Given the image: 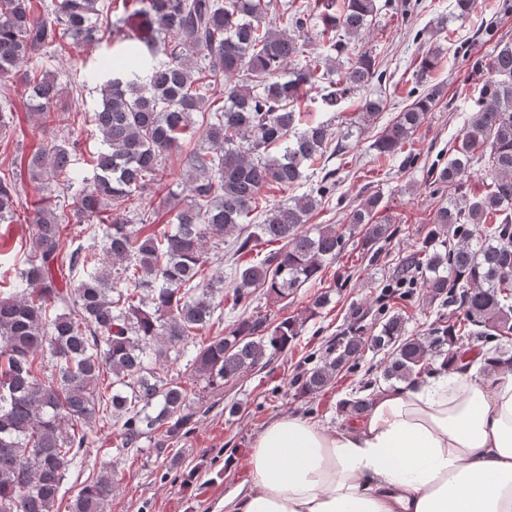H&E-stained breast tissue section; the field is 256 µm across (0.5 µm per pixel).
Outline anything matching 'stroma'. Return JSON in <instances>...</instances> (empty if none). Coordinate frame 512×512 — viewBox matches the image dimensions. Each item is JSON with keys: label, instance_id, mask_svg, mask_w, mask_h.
<instances>
[{"label": "stroma", "instance_id": "obj_1", "mask_svg": "<svg viewBox=\"0 0 512 512\" xmlns=\"http://www.w3.org/2000/svg\"><path fill=\"white\" fill-rule=\"evenodd\" d=\"M432 10L421 13L408 26L400 18L380 13L363 50L380 56L390 76L381 96L386 107L363 133L358 144L332 156L329 166L336 171V194L310 218V225L349 222L351 210L371 195L382 197L374 215L378 224L394 233L380 241L377 257H370L361 235L351 236L336 260L328 263L321 283L304 286L288 300H270L265 289H257L251 312L271 321L304 314L322 289L331 292L330 301L305 323L301 335L288 351L275 355L265 367H257L226 384L210 390L191 379L184 363L171 364L169 374L181 381L190 399L204 412L192 431L165 451L143 442L137 452H117L116 428L105 425L94 434L86 462L69 470L54 506V512H69L74 493L103 473H111L116 485L107 512H224V496L248 488L250 472L246 457L256 437L274 419L298 415L333 430L342 426L344 416L338 403L348 397L360 381L381 380L383 353L365 351L349 369L340 372L319 394L306 398L295 395L297 374L320 362L331 340L351 324L363 326L366 334L377 333L385 313L402 312L409 335L428 332L433 321L447 316V308L430 300L425 289H414L407 300L381 301L383 288L402 256L423 248L433 226L435 198L428 188V169L446 163L451 139L458 134L471 113L484 80L476 73L475 60L487 59L497 41L512 42V13L504 12L503 0H477L474 12L459 19L452 13L451 0H432ZM439 47L443 61L424 79L415 76L424 49ZM111 35L84 47L82 52L60 50L51 45L29 61L30 69L57 76L63 91L46 123H39L29 106V90L23 81L0 89V111L14 115L9 136H0V171L16 167L22 156L55 141L73 147L75 166L84 178L93 175V158L102 142L91 121L105 78L101 67L105 57L118 51ZM420 92L439 90L437 107L407 144V151L419 154L417 165L409 166L403 156L378 158L371 144L387 123L412 101L411 88ZM166 168L169 178L159 190L134 199L132 218L150 217L156 227L171 219L166 205L183 190V163L171 155ZM22 206L14 223L0 224V290L12 287L22 268L28 247V221L40 206L72 211L73 197L53 181L19 182ZM179 456L181 464L169 468L167 459Z\"/></svg>", "mask_w": 512, "mask_h": 512}]
</instances>
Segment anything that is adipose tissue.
Wrapping results in <instances>:
<instances>
[{"mask_svg":"<svg viewBox=\"0 0 512 512\" xmlns=\"http://www.w3.org/2000/svg\"><path fill=\"white\" fill-rule=\"evenodd\" d=\"M247 463L224 512H512V373L480 354L379 391L335 430L277 418Z\"/></svg>","mask_w":512,"mask_h":512,"instance_id":"obj_1","label":"adipose tissue"}]
</instances>
